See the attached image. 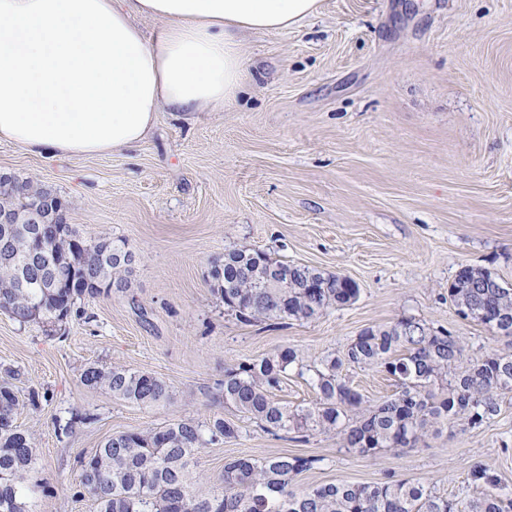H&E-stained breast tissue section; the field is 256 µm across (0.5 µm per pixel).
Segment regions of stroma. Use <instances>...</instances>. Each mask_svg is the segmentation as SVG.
I'll return each mask as SVG.
<instances>
[{
	"mask_svg": "<svg viewBox=\"0 0 512 512\" xmlns=\"http://www.w3.org/2000/svg\"><path fill=\"white\" fill-rule=\"evenodd\" d=\"M243 51L250 79L232 107L163 109L132 148L58 157L0 142V174L54 190L87 241L124 242L134 258L125 287L82 297L59 331L0 311V380L43 485L33 512H96L81 461L112 434L216 415L241 433L197 454L205 490L222 487L228 460L295 455L319 459L298 492L390 473L463 507L479 494L465 481L477 462L512 491V393L481 427L368 456L331 433L267 432L223 396L227 367L290 347L313 370L402 318L460 336L468 363L512 345L448 296L465 266L512 286V0H320ZM240 247L350 278L359 296L310 320L242 322L210 277ZM92 364L157 375L172 398L114 399L82 383ZM342 376L370 404L397 390L374 368Z\"/></svg>",
	"mask_w": 512,
	"mask_h": 512,
	"instance_id": "stroma-1",
	"label": "stroma"
}]
</instances>
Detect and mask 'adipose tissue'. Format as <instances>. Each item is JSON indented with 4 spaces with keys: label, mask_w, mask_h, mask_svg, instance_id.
<instances>
[{
    "label": "adipose tissue",
    "mask_w": 512,
    "mask_h": 512,
    "mask_svg": "<svg viewBox=\"0 0 512 512\" xmlns=\"http://www.w3.org/2000/svg\"><path fill=\"white\" fill-rule=\"evenodd\" d=\"M319 0H0V141L94 156L127 148L169 107L232 104L249 33H277ZM160 21L145 38L136 17Z\"/></svg>",
    "instance_id": "adipose-tissue-1"
}]
</instances>
